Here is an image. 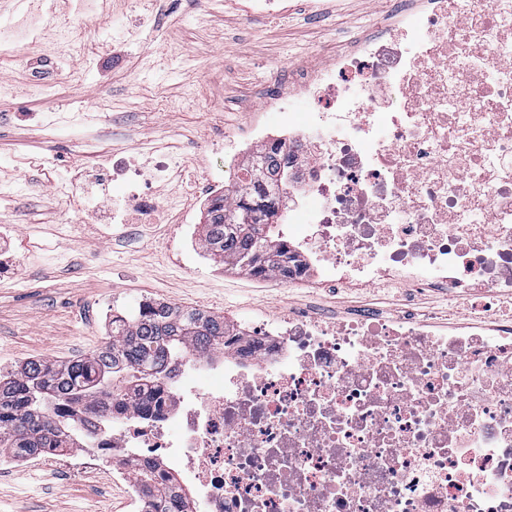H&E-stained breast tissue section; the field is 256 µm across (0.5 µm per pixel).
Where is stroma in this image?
I'll return each mask as SVG.
<instances>
[{"label": "stroma", "instance_id": "35a3bbf8", "mask_svg": "<svg viewBox=\"0 0 512 512\" xmlns=\"http://www.w3.org/2000/svg\"><path fill=\"white\" fill-rule=\"evenodd\" d=\"M278 2L279 13L253 17L249 0H0V22L43 16L37 39L0 54V236L12 264L0 278V373L86 357L108 341L112 310L144 302L229 322L316 303L396 308L395 296L374 289L262 287L193 248L207 180L224 165L210 142L254 123L264 86L287 81L289 66L323 65L389 10L388 0H324L315 15L308 0ZM70 22L68 45L59 31ZM155 146L186 160L182 178L153 185L159 198L180 199L159 223H91L104 194L57 187L99 154L143 164ZM106 475L0 467V512H128Z\"/></svg>", "mask_w": 512, "mask_h": 512}]
</instances>
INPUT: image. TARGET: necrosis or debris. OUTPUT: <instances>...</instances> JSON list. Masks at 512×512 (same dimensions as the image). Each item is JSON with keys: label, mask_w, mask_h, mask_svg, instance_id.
<instances>
[{"label": "necrosis or debris", "mask_w": 512, "mask_h": 512, "mask_svg": "<svg viewBox=\"0 0 512 512\" xmlns=\"http://www.w3.org/2000/svg\"><path fill=\"white\" fill-rule=\"evenodd\" d=\"M398 15L303 66L264 99L270 119L226 136L224 201L276 154L290 206L287 273L257 283L398 292L393 316L311 309L231 326L191 352L155 417L134 403L81 419L79 470L177 468L206 512H512V0H392ZM299 96L314 116L288 108ZM103 154L96 180L157 181ZM471 299L468 321L418 309ZM421 303L426 308L441 309L443 307H453L458 312L460 322L465 321V315L470 305V299L465 296L457 297L453 300L442 298L439 295L428 294L421 298Z\"/></svg>", "instance_id": "necrosis-or-debris-1"}]
</instances>
